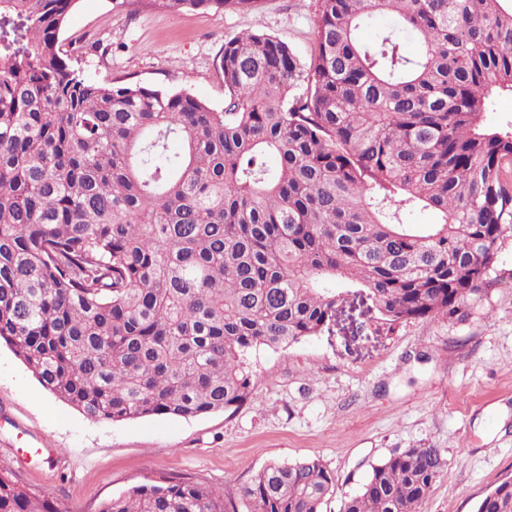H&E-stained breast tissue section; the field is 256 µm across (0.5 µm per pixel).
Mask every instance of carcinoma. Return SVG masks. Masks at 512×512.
Returning <instances> with one entry per match:
<instances>
[{
  "label": "carcinoma",
  "mask_w": 512,
  "mask_h": 512,
  "mask_svg": "<svg viewBox=\"0 0 512 512\" xmlns=\"http://www.w3.org/2000/svg\"><path fill=\"white\" fill-rule=\"evenodd\" d=\"M76 0H0V343L92 420L195 417L253 393L246 359L329 328L352 290L380 329L453 318L512 224L507 0H319L304 62L256 31L224 41V111L186 91L83 76L59 32ZM249 12L257 0H131ZM380 14L422 45L360 34ZM182 142L173 153L170 144ZM441 221L409 223L417 208ZM433 445L371 466L342 512H426ZM318 458L270 463L246 512H324ZM0 512H69L0 465ZM100 512H238L163 477ZM475 512H512V478ZM484 122L492 128L512 123V95L501 94L497 96L490 111L484 113Z\"/></svg>",
  "instance_id": "cac0c4a2"
}]
</instances>
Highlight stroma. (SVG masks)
I'll use <instances>...</instances> for the list:
<instances>
[{"label": "stroma", "instance_id": "obj_1", "mask_svg": "<svg viewBox=\"0 0 512 512\" xmlns=\"http://www.w3.org/2000/svg\"><path fill=\"white\" fill-rule=\"evenodd\" d=\"M318 9V0H258L247 13H136L114 0H76L59 40L91 81L183 90L219 112L225 40L260 30L306 60ZM374 317L369 300L350 295L324 334L249 354L250 400L192 418L88 419L1 343L0 464L71 512H99L162 476L235 494L269 463L317 458L336 476L326 510L340 512L341 495L359 488L371 464L432 445L447 465L427 512H475L512 477V230L458 319L387 331Z\"/></svg>", "mask_w": 512, "mask_h": 512}]
</instances>
